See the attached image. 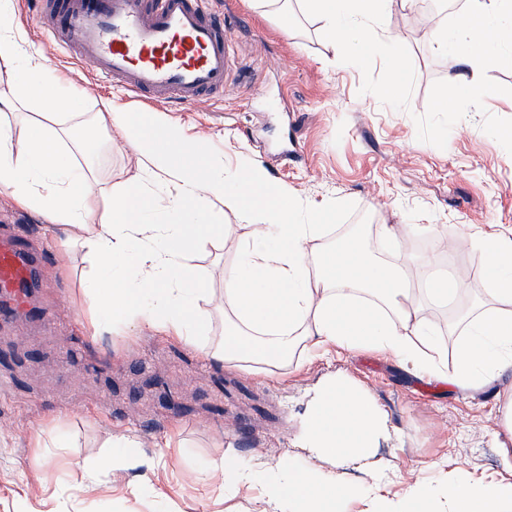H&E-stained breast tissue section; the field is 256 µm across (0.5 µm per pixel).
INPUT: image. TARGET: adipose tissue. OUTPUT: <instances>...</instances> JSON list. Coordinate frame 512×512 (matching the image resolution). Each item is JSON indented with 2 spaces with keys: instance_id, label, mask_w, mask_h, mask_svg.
<instances>
[{
  "instance_id": "ef3b65f1",
  "label": "adipose tissue",
  "mask_w": 512,
  "mask_h": 512,
  "mask_svg": "<svg viewBox=\"0 0 512 512\" xmlns=\"http://www.w3.org/2000/svg\"><path fill=\"white\" fill-rule=\"evenodd\" d=\"M411 2L300 0L304 11L325 20L327 41L359 50L394 40L386 15L392 4ZM0 65L12 79L0 112L28 101L48 118L22 145L12 126L0 122V193L50 223L83 228L80 245L97 270L95 301L111 324L147 326L196 343L205 320L199 300L207 290L186 258L224 234L199 206L207 195L253 225L251 239L238 245L237 274L224 286L226 339L215 358L275 366L301 345L323 352L371 350L461 387L488 386L512 371V237L478 241L493 259L488 293L506 300L508 310L471 315L459 331L454 360L446 361L433 328L418 315L404 267L376 258L355 236L310 254L308 244L322 225L297 222L296 199L270 187L259 169L227 171L222 156L187 139L161 115L130 112L111 100L87 111L47 72L39 51L15 35L11 0H0ZM501 65L512 66V0H470L448 69L464 94L480 101L488 96L482 69ZM82 125L99 129L107 143L120 136L143 156L131 183L94 178L72 161L64 145ZM95 196L109 204L97 224L91 221ZM384 430L366 397L334 382L306 417V462L288 456L249 466L224 456L212 469L243 489L264 477L271 512H347L366 490L343 482L337 470L367 467ZM440 503L446 512H512V480H417L394 498H370V512H436Z\"/></svg>"
}]
</instances>
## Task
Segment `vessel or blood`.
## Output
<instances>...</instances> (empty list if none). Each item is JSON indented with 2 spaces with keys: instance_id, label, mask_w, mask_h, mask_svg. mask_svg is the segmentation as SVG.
<instances>
[{
  "instance_id": "1",
  "label": "vessel or blood",
  "mask_w": 512,
  "mask_h": 512,
  "mask_svg": "<svg viewBox=\"0 0 512 512\" xmlns=\"http://www.w3.org/2000/svg\"><path fill=\"white\" fill-rule=\"evenodd\" d=\"M45 18L62 49L146 105L223 95L238 70L236 40L211 0H47ZM39 260L21 237L0 239V300L32 310Z\"/></svg>"
}]
</instances>
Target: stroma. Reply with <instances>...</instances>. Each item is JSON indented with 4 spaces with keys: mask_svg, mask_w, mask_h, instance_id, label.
<instances>
[{
    "mask_svg": "<svg viewBox=\"0 0 512 512\" xmlns=\"http://www.w3.org/2000/svg\"><path fill=\"white\" fill-rule=\"evenodd\" d=\"M216 7L237 24L243 80L224 97L156 103L153 112L223 154L226 166L261 168L271 185L296 197L299 218L318 215L332 236L362 227L366 248L412 271L437 258L461 292L447 307L424 304L421 317L453 350L448 325L459 309L472 300L496 304L486 292L491 261L476 239L512 237V144L502 137L512 129V69L486 70L491 95L485 104L471 102L423 25L432 15L454 35L462 14L429 13L421 0L409 9L396 5L386 26L401 37L395 52L413 64L396 104L384 95L393 77L388 56L328 44L323 21L298 0L284 16L268 0H216ZM38 8L37 0H15L13 23L55 76L87 105L109 99L144 111L61 50L37 22ZM443 97L452 111H428ZM75 160L116 184L130 182L142 163L117 135L111 151ZM224 221L235 232L188 260L208 288L200 340L212 349L225 340L222 299L236 271V244L250 233L232 209ZM385 224L416 232L395 250L382 235ZM436 225L454 228L465 245L445 246ZM13 231L42 255L35 292L42 316L0 319V512H260L263 484L232 490L210 475L212 461L303 455L305 415L334 377L366 392L383 417L386 431L373 458L374 469L389 475L383 495L443 472L512 480L497 440L511 373L491 389L462 388L369 350H299L277 368H238L146 326L100 324L79 229L45 223L0 194V236ZM65 239L70 248H62ZM122 437L136 442L137 461L97 469L106 444Z\"/></svg>",
    "mask_w": 512,
    "mask_h": 512,
    "instance_id": "stroma-1",
    "label": "stroma"
}]
</instances>
